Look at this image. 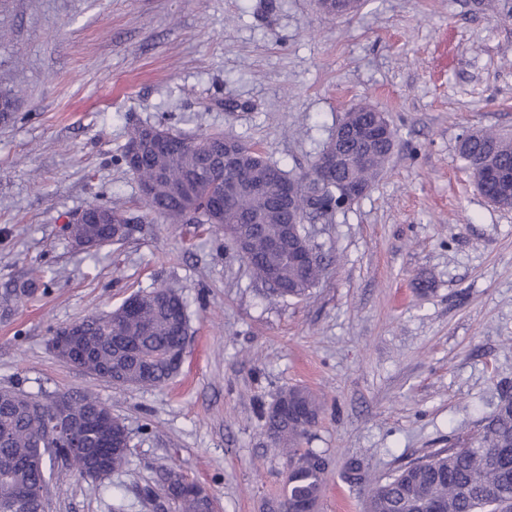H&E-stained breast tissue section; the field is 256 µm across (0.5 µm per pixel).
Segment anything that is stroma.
I'll use <instances>...</instances> for the list:
<instances>
[{"label": "stroma", "mask_w": 512, "mask_h": 512, "mask_svg": "<svg viewBox=\"0 0 512 512\" xmlns=\"http://www.w3.org/2000/svg\"><path fill=\"white\" fill-rule=\"evenodd\" d=\"M0 292L31 269L51 287L0 311V388L89 392L130 432V462L93 481L55 468L48 512H157L144 491L179 469L215 512H269L287 455L263 410L291 386L322 410L303 445L363 512L371 480L462 443L512 387V208L478 193L459 157L470 130L512 132V18L477 0H0ZM385 112L397 148L334 223L307 225L327 264L303 299L272 297L206 224L146 213L115 161L133 126L215 131L306 171L357 103ZM112 202L136 223L102 249L70 218ZM166 286L189 339L161 387L118 388L59 360L53 330Z\"/></svg>", "instance_id": "stroma-1"}]
</instances>
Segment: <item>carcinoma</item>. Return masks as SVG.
<instances>
[{
	"label": "carcinoma",
	"mask_w": 512,
	"mask_h": 512,
	"mask_svg": "<svg viewBox=\"0 0 512 512\" xmlns=\"http://www.w3.org/2000/svg\"><path fill=\"white\" fill-rule=\"evenodd\" d=\"M488 135H465L459 155L467 168L488 169L512 166V139L502 136L495 149L488 148ZM190 146L143 155L133 172L138 184L151 186L145 201L150 213L170 224H185L193 216L200 224H210L219 234L224 225L234 222L229 214L212 207L214 198L224 193V167L213 156L224 152V145L235 147L241 167L252 183L267 184L271 174L288 186L302 185V175L292 174L265 160L241 140L222 133H203L189 138ZM396 147V132L389 131L388 145L373 147L371 164L362 169L340 171L373 187ZM277 190L258 194L245 191L232 206L246 218L241 229L246 233L248 267L270 293L280 298H302L319 283L325 270L323 259L313 268L303 269L288 261L282 252L270 249L269 241L288 233L303 236V227L288 225V211L277 202ZM340 208L336 195L316 197L308 221L331 224ZM83 213L92 218L106 216L105 224H92L98 245L118 244L126 232L112 236L111 226L131 223L125 212L110 202H92ZM135 314L118 307L106 315L92 314L79 319L91 355L83 371H107L105 381L116 387L161 386L180 369L182 342L189 331V316L181 294L170 287L138 292ZM50 396H33L21 390L0 389V512H45L44 476L46 460L59 458L58 451L42 444L46 434V415ZM275 403L298 407L300 415L277 410L263 412L265 432L275 437L276 445L288 449L286 499L288 507L318 512L328 460L321 451L299 450L301 440L316 424L321 404L307 388L291 386L279 392ZM512 396L504 395L494 413L464 442V446L439 448L421 459L399 468L370 489L365 512H512ZM72 414L86 421L107 406L89 395H74ZM130 451L114 448L105 468L111 472L129 462ZM67 468L93 480L98 469L86 456L63 458ZM342 477L350 485L365 480L361 462L344 464ZM158 494L177 512H214V503L202 487L186 483L185 476L170 467L161 475Z\"/></svg>",
	"instance_id": "obj_1"
}]
</instances>
